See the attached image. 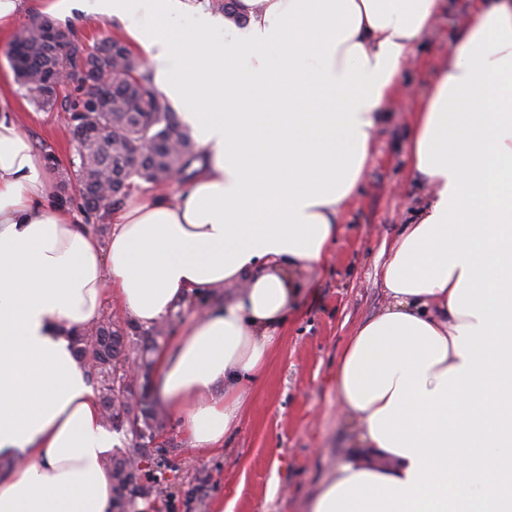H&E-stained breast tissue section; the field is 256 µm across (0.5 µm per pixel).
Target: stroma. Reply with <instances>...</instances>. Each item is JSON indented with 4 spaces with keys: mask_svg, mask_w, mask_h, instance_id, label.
<instances>
[{
    "mask_svg": "<svg viewBox=\"0 0 512 512\" xmlns=\"http://www.w3.org/2000/svg\"><path fill=\"white\" fill-rule=\"evenodd\" d=\"M479 0H447L434 28L414 45L413 62L374 132L360 184L338 214V235L324 262L303 274V296L281 331L264 376L252 384L238 429L226 448H190L179 421L159 410L141 464L144 490L130 512H308L309 501L354 446L352 424L336 404L334 375L351 331L387 304L378 275L404 225L414 223L423 197L410 167L412 117L459 42ZM0 39V107L12 112L45 157L53 176L78 163V146L65 130L64 112L44 111L21 93ZM220 290L184 297L167 329L134 323L116 306L106 315L128 333L135 374L130 401H156L153 376L140 367L149 342L169 346L211 305Z\"/></svg>",
    "mask_w": 512,
    "mask_h": 512,
    "instance_id": "obj_1",
    "label": "stroma"
}]
</instances>
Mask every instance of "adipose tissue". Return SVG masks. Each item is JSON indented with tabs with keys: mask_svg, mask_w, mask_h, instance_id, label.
<instances>
[{
	"mask_svg": "<svg viewBox=\"0 0 512 512\" xmlns=\"http://www.w3.org/2000/svg\"><path fill=\"white\" fill-rule=\"evenodd\" d=\"M0 0L116 22L204 161L175 199L108 215L107 244L56 202L0 112V512H112L113 435L70 336L106 299L151 325L237 285L156 358L191 447H223L338 231L413 46L443 0ZM428 204L381 269L389 298L336 365L357 445L309 512H512V0L471 15L413 117Z\"/></svg>",
	"mask_w": 512,
	"mask_h": 512,
	"instance_id": "1",
	"label": "adipose tissue"
}]
</instances>
